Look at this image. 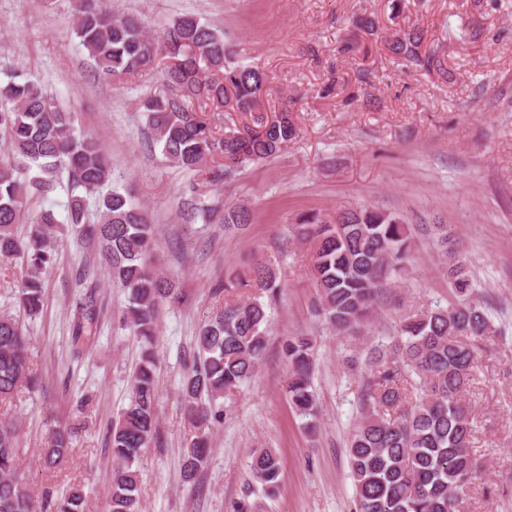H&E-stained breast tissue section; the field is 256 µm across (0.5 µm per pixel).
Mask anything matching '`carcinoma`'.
I'll use <instances>...</instances> for the list:
<instances>
[{"label":"carcinoma","mask_w":512,"mask_h":512,"mask_svg":"<svg viewBox=\"0 0 512 512\" xmlns=\"http://www.w3.org/2000/svg\"><path fill=\"white\" fill-rule=\"evenodd\" d=\"M75 34L108 77H135L159 56L177 64L165 70L169 92L143 105L142 119L162 154L175 165L203 171L220 157L229 177L247 162L276 154L294 136L288 114L234 128L218 138L200 116L216 105L230 112H252L266 83L259 70L233 61L224 35L194 14H183L153 38L135 16L117 17L112 0H73ZM418 37L399 38L392 52L419 61ZM0 136L9 148L0 155V258L21 257L27 273L18 300L33 319L43 309V273L52 261L58 219L43 202L68 181L67 223L97 245L112 282L124 288V322L142 348L130 373L131 395L112 424L113 470L109 512H140L139 478L143 449L157 422V360L154 341L162 304L179 300L176 283L148 262L158 235L146 210L112 183V169L102 146L74 129L71 113L22 74L0 85ZM86 194L98 195V220L86 221ZM244 206L224 210L227 225L248 224ZM29 225L25 236L17 226ZM297 234L316 242L312 276L317 311L340 333L361 327L376 297L403 278L412 241L408 225L391 214L360 205L336 213L332 221L316 214L296 221ZM448 283L457 300L407 317L391 348L377 352L366 382L365 403L349 446L356 512H466L462 491L477 478L470 448L474 425L464 396L474 379V342L494 333L487 312L470 298L472 279L466 262L448 252ZM254 296L227 303L198 327V361L184 378L182 398L192 423L202 428L223 418V400L250 379L266 344L267 309L279 295L274 269L256 263L246 278ZM96 295L85 294L74 325V343L95 320ZM30 340L23 325L0 317V403L22 389L36 387L28 373ZM289 367L286 392L300 415L315 418L310 385L313 343L305 336L284 341ZM69 434L56 431L43 449V462L60 465L68 453ZM22 447L10 417L0 416V512H43L19 473ZM211 442L201 432L186 448L185 479L191 480L208 459ZM255 482L268 492L280 483L277 454L253 455ZM56 512H86L83 488L72 486Z\"/></svg>","instance_id":"obj_1"}]
</instances>
